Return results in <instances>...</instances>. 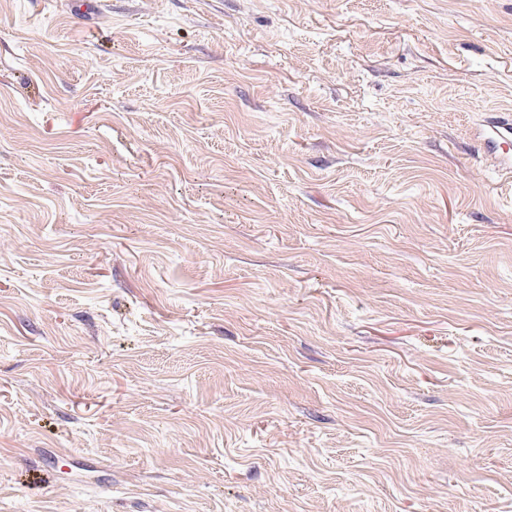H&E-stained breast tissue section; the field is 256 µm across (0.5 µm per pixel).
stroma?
<instances>
[{"label":"stroma","instance_id":"stroma-1","mask_svg":"<svg viewBox=\"0 0 512 512\" xmlns=\"http://www.w3.org/2000/svg\"><path fill=\"white\" fill-rule=\"evenodd\" d=\"M0 0V512H512V0Z\"/></svg>","mask_w":512,"mask_h":512}]
</instances>
